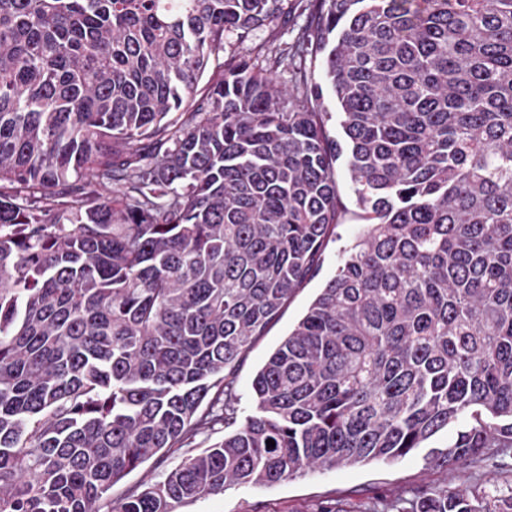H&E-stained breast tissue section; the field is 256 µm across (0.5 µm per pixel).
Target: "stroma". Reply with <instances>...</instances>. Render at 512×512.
Segmentation results:
<instances>
[{
  "instance_id": "35a3bbf8",
  "label": "stroma",
  "mask_w": 512,
  "mask_h": 512,
  "mask_svg": "<svg viewBox=\"0 0 512 512\" xmlns=\"http://www.w3.org/2000/svg\"><path fill=\"white\" fill-rule=\"evenodd\" d=\"M337 171L341 200L349 214L324 251L319 275L296 290L278 320L253 343L235 371L232 380L239 416L253 410L255 374L307 313L325 281L334 274L344 248L361 229L350 214L355 196L345 161H338ZM432 487H487L501 496H511L512 448L489 450L480 459L453 468L432 461L422 448L396 463L374 461L338 469H310L271 486L235 485L224 494L178 506L176 512H378L393 499H410L417 491Z\"/></svg>"
}]
</instances>
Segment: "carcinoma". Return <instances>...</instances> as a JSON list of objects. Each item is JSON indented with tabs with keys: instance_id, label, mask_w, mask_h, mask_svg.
<instances>
[{
	"instance_id": "obj_1",
	"label": "carcinoma",
	"mask_w": 512,
	"mask_h": 512,
	"mask_svg": "<svg viewBox=\"0 0 512 512\" xmlns=\"http://www.w3.org/2000/svg\"><path fill=\"white\" fill-rule=\"evenodd\" d=\"M344 154L361 231L240 421L229 377L318 273ZM441 432L442 465L512 448V0H0V512H174ZM292 34H283L280 29L270 26H263L254 32L253 40L243 46V52H247L250 47L258 44H265L266 48L270 50H276L277 48H283L285 43L291 42ZM182 458V453H175L159 464H156L154 460L148 461L117 484L112 490V497L120 496L129 487L162 480L166 473L180 464Z\"/></svg>"
}]
</instances>
